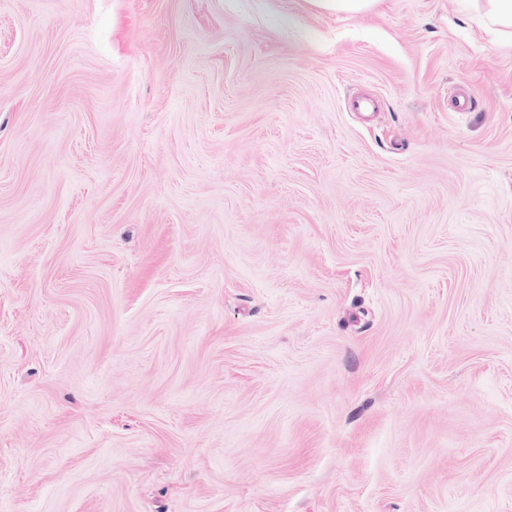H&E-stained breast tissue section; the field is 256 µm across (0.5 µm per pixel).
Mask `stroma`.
Returning <instances> with one entry per match:
<instances>
[{
  "mask_svg": "<svg viewBox=\"0 0 512 512\" xmlns=\"http://www.w3.org/2000/svg\"><path fill=\"white\" fill-rule=\"evenodd\" d=\"M482 11L0 0V512H512Z\"/></svg>",
  "mask_w": 512,
  "mask_h": 512,
  "instance_id": "obj_1",
  "label": "stroma"
}]
</instances>
